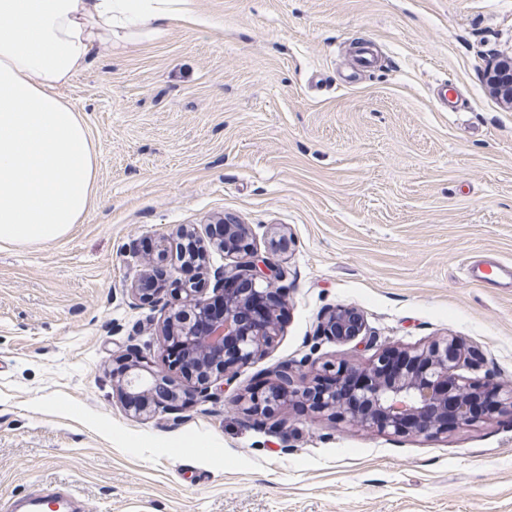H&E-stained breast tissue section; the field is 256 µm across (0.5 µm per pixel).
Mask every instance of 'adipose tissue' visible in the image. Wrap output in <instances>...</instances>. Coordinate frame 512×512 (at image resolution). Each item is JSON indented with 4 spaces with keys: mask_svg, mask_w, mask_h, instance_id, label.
<instances>
[{
    "mask_svg": "<svg viewBox=\"0 0 512 512\" xmlns=\"http://www.w3.org/2000/svg\"><path fill=\"white\" fill-rule=\"evenodd\" d=\"M200 23L194 0H0V243H49L88 216L98 158L62 95L118 40Z\"/></svg>",
    "mask_w": 512,
    "mask_h": 512,
    "instance_id": "1",
    "label": "adipose tissue"
}]
</instances>
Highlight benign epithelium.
<instances>
[{"mask_svg":"<svg viewBox=\"0 0 512 512\" xmlns=\"http://www.w3.org/2000/svg\"><path fill=\"white\" fill-rule=\"evenodd\" d=\"M492 95L512 108V56L491 60L484 71ZM223 227L218 246L227 256L241 255L245 261L213 271V290L224 295V310L213 315L208 300L201 298L198 281L174 278L157 283L143 273L130 286L131 296H145L146 284L160 292L172 288V301L161 329L166 343L177 341L185 350V361L195 365L197 394L212 395V384L229 369L244 365L270 345L279 332L283 301L277 283L281 271L268 257L258 255L246 224L220 221ZM180 257L189 262L203 259L205 242L185 226L178 230ZM364 317L352 307L333 309L325 318L322 333L349 343L363 335ZM390 351L366 365L348 367L365 377L366 385L356 391L333 388L325 392L316 409L339 416L350 424L431 437L448 432V411L453 423L466 426L475 417L471 403L480 387L460 383V344L455 338L437 341L423 349L404 350L406 367L392 375L384 372ZM163 379L160 371L132 359L124 374L123 390L129 410L136 415L153 412L152 389ZM313 386L295 377L291 368L276 370L275 382L250 392L249 410L265 413L272 406H286L292 397L307 398Z\"/></svg>","mask_w":512,"mask_h":512,"instance_id":"obj_1","label":"benign epithelium"}]
</instances>
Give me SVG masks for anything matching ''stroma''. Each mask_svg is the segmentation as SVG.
<instances>
[{
    "instance_id": "obj_1",
    "label": "stroma",
    "mask_w": 512,
    "mask_h": 512,
    "mask_svg": "<svg viewBox=\"0 0 512 512\" xmlns=\"http://www.w3.org/2000/svg\"><path fill=\"white\" fill-rule=\"evenodd\" d=\"M65 89L98 154L92 211L43 245L0 244V512L70 486L88 512H512V409L447 433H380L237 398L276 367L449 335L467 381L512 392V109L483 73L512 54V0H195ZM377 56L351 69L357 46ZM249 225L285 302L274 344L215 398L126 411L113 366L161 367L168 293L131 303L141 255ZM360 310L356 341L323 336ZM467 277L471 281L482 283L485 286L501 285L504 278L510 279L512 284V271L509 267L498 263H488L485 266L467 267ZM509 282V285H510ZM365 330L364 317L360 311L352 307L333 309L325 318L322 333L336 341L349 343L363 335Z\"/></svg>"
}]
</instances>
